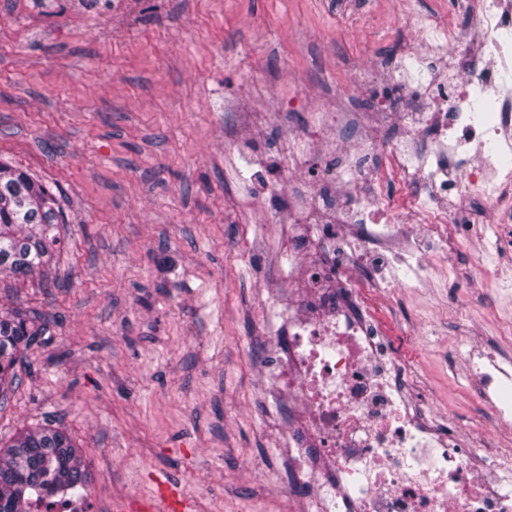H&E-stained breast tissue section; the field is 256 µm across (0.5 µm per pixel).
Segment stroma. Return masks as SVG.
I'll use <instances>...</instances> for the list:
<instances>
[{
	"mask_svg": "<svg viewBox=\"0 0 512 512\" xmlns=\"http://www.w3.org/2000/svg\"><path fill=\"white\" fill-rule=\"evenodd\" d=\"M451 0H0V161L47 184L66 217L47 280L0 283L45 315L0 436L47 422L88 465L89 512L138 501L164 472L193 512H305L283 494L267 331L301 299L288 211L259 143L289 141L370 61L418 75L406 23ZM247 104L263 122L240 125ZM474 255L448 247L381 273L384 313L425 412L475 429L460 343L497 346Z\"/></svg>",
	"mask_w": 512,
	"mask_h": 512,
	"instance_id": "1",
	"label": "stroma"
}]
</instances>
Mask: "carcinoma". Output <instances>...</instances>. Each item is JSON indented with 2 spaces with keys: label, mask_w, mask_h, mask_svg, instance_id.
I'll use <instances>...</instances> for the list:
<instances>
[{
  "label": "carcinoma",
  "mask_w": 512,
  "mask_h": 512,
  "mask_svg": "<svg viewBox=\"0 0 512 512\" xmlns=\"http://www.w3.org/2000/svg\"><path fill=\"white\" fill-rule=\"evenodd\" d=\"M63 223L54 194L0 163V276L24 281L54 262ZM31 310L0 313V387L20 383L17 354L43 334ZM88 473L71 438L51 424L23 429L0 446V512H53L68 493L86 490Z\"/></svg>",
  "instance_id": "1"
}]
</instances>
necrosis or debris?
Masks as SVG:
<instances>
[{
	"label": "necrosis or debris",
	"mask_w": 512,
	"mask_h": 512,
	"mask_svg": "<svg viewBox=\"0 0 512 512\" xmlns=\"http://www.w3.org/2000/svg\"><path fill=\"white\" fill-rule=\"evenodd\" d=\"M505 0H455L456 26L436 29L430 18L414 22L422 42L419 61L455 59V77L440 85L392 74L380 79L367 66L355 83L372 89L377 112L357 106L317 113L298 138L318 141L327 130H346L356 143L336 148L319 163V185L305 191L313 211H332L331 223L309 224L291 245L306 264L307 300L282 314V348L268 354L266 377L288 389L280 453L290 465L288 489L308 496L310 512H512V492L499 475L512 471V455L487 459L479 444L462 445L451 424L435 425L408 387L394 333L378 312V293L361 279L369 265L350 246L345 225L368 229L383 255L394 254L402 231L379 224L394 208L396 181L415 187L409 208L422 231L405 247L443 251L455 240L481 255L480 280L512 291V267H502L498 242L473 224L463 205L469 196L493 207L497 223L512 224V9ZM493 109L475 120L473 93ZM393 133L387 153L374 141ZM350 175L363 190L337 196L332 184ZM345 282L330 290V281ZM465 358L479 383V424L512 427V360L470 345Z\"/></svg>",
	"instance_id": "4bbe7bcc"
}]
</instances>
